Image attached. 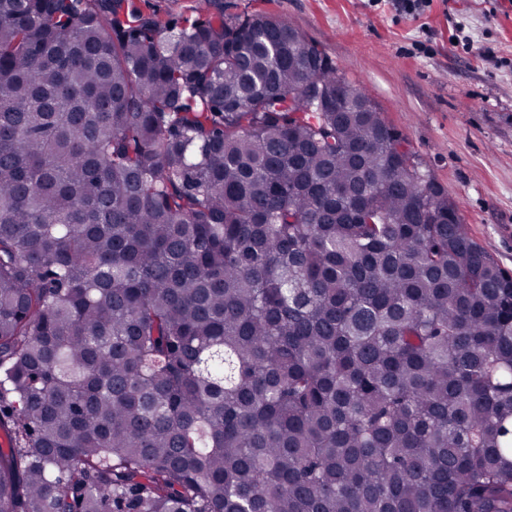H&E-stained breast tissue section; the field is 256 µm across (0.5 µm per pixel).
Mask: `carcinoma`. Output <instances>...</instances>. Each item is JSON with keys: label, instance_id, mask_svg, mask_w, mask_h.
Masks as SVG:
<instances>
[{"label": "carcinoma", "instance_id": "1", "mask_svg": "<svg viewBox=\"0 0 512 512\" xmlns=\"http://www.w3.org/2000/svg\"><path fill=\"white\" fill-rule=\"evenodd\" d=\"M6 426L0 512H512V275L292 22L0 0Z\"/></svg>", "mask_w": 512, "mask_h": 512}]
</instances>
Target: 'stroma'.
Listing matches in <instances>:
<instances>
[{
    "label": "stroma",
    "mask_w": 512,
    "mask_h": 512,
    "mask_svg": "<svg viewBox=\"0 0 512 512\" xmlns=\"http://www.w3.org/2000/svg\"><path fill=\"white\" fill-rule=\"evenodd\" d=\"M160 24L210 14L265 13L305 37L371 94L386 122L454 202L470 236L512 273V0H433L399 16L368 0H134ZM463 23L477 48L450 41ZM425 49H417V41ZM494 50L484 58L479 48Z\"/></svg>",
    "instance_id": "35a3bbf8"
}]
</instances>
